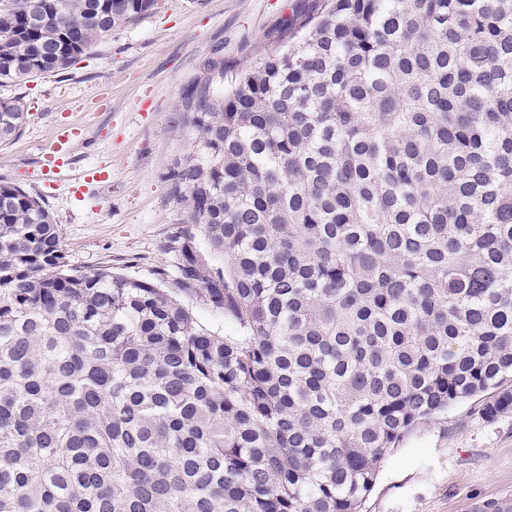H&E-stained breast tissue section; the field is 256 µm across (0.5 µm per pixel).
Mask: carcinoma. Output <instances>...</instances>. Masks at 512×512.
<instances>
[{
    "instance_id": "obj_1",
    "label": "carcinoma",
    "mask_w": 512,
    "mask_h": 512,
    "mask_svg": "<svg viewBox=\"0 0 512 512\" xmlns=\"http://www.w3.org/2000/svg\"><path fill=\"white\" fill-rule=\"evenodd\" d=\"M155 2L0 0V83ZM215 70L154 279L72 265L0 180V512H361L418 425L512 413V0H317Z\"/></svg>"
}]
</instances>
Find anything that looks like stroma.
Segmentation results:
<instances>
[{"mask_svg": "<svg viewBox=\"0 0 512 512\" xmlns=\"http://www.w3.org/2000/svg\"><path fill=\"white\" fill-rule=\"evenodd\" d=\"M314 0H157L68 69L0 86L22 97L20 135L0 143V179L41 197L74 266L142 279L173 262L163 246L184 214L163 175L192 150L180 119L184 87L212 61L237 70ZM78 126L69 166L46 176L59 126ZM104 167L111 182L76 185ZM482 398L417 426L384 461L363 512H500L512 500V414L482 417Z\"/></svg>", "mask_w": 512, "mask_h": 512, "instance_id": "1", "label": "stroma"}]
</instances>
